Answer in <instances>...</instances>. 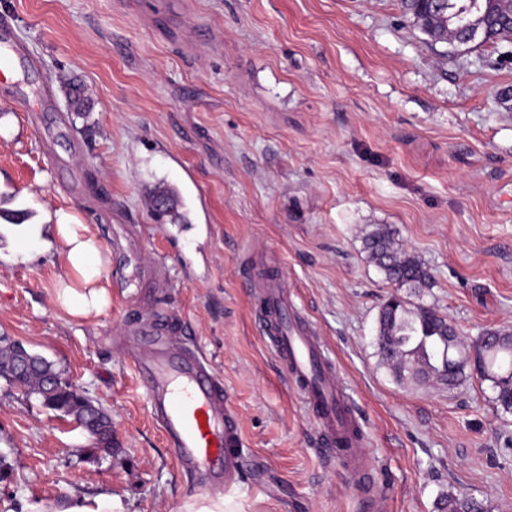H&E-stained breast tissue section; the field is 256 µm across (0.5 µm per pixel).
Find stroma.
Segmentation results:
<instances>
[{"instance_id": "1", "label": "stroma", "mask_w": 512, "mask_h": 512, "mask_svg": "<svg viewBox=\"0 0 512 512\" xmlns=\"http://www.w3.org/2000/svg\"><path fill=\"white\" fill-rule=\"evenodd\" d=\"M21 66L0 74V212H57L97 232L112 304L91 322L54 303L50 234L0 236V336L51 361L112 417V451L0 378V512L69 495L124 512L209 497L153 419L131 321L203 356L238 426L237 512H361L346 470L254 317L261 255L321 336L368 437L377 512L446 495L512 512V414L490 382H397L378 363L396 295L362 249L375 224L430 270L417 303L473 341L512 328V57L443 56L400 0H0ZM78 86L86 109L72 111ZM178 187L190 226L157 220Z\"/></svg>"}]
</instances>
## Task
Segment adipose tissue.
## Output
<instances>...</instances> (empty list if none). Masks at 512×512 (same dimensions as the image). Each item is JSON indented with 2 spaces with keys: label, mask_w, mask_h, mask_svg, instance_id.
I'll return each mask as SVG.
<instances>
[{
  "label": "adipose tissue",
  "mask_w": 512,
  "mask_h": 512,
  "mask_svg": "<svg viewBox=\"0 0 512 512\" xmlns=\"http://www.w3.org/2000/svg\"><path fill=\"white\" fill-rule=\"evenodd\" d=\"M53 232L62 245L64 275L59 276L54 303L72 317L90 320L99 316L112 297L102 271L109 254L87 225L59 215ZM22 512H124L119 498L101 493L93 498L69 497L26 503Z\"/></svg>",
  "instance_id": "adipose-tissue-1"
}]
</instances>
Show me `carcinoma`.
<instances>
[{
    "label": "carcinoma",
    "instance_id": "cac0c4a2",
    "mask_svg": "<svg viewBox=\"0 0 512 512\" xmlns=\"http://www.w3.org/2000/svg\"><path fill=\"white\" fill-rule=\"evenodd\" d=\"M469 0H401L404 13L428 40L436 45L453 46L460 39L466 44L512 43V0H493V8L482 16V28L474 35H465L449 21ZM164 200L166 216L178 210L181 198L178 191L168 186L157 187L153 200ZM397 231L387 224H375L362 237L364 252L385 279L397 288L419 293L432 286V276L417 257L396 247ZM377 348L380 363L388 367L400 382L416 384L436 380L454 387L472 368L485 381L492 383L494 400L506 413L512 412V334L500 341L491 340L485 347L470 352L456 337V329L447 316L431 306L410 302L401 296L385 303L380 310L377 326ZM20 350L8 340L0 342V377L14 382V366ZM36 372L23 382L30 395L37 396L49 409L66 416L86 419L92 401L75 393L54 392L47 380L58 375L54 364L39 355H33ZM87 432L94 447L112 453V440L106 425L90 422ZM442 512H486L484 505L470 499L446 496L440 501Z\"/></svg>",
    "mask_w": 512,
    "mask_h": 512
}]
</instances>
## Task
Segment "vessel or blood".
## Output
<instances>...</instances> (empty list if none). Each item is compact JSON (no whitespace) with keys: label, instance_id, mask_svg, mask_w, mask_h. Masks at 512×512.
Segmentation results:
<instances>
[{"label":"vessel or blood","instance_id":"vessel-or-blood-1","mask_svg":"<svg viewBox=\"0 0 512 512\" xmlns=\"http://www.w3.org/2000/svg\"><path fill=\"white\" fill-rule=\"evenodd\" d=\"M255 318L287 381L312 409L324 454L344 462L356 486L374 488L376 475L363 453L367 437L343 404L322 343L295 319L280 281H260ZM135 366L179 465L202 474L201 485L207 489L215 486L207 470L220 468L225 478H232L241 438L224 410V389L207 362L196 355L157 351L137 359Z\"/></svg>","mask_w":512,"mask_h":512}]
</instances>
